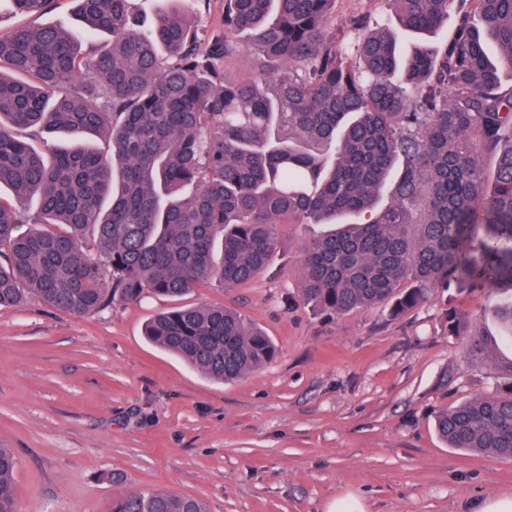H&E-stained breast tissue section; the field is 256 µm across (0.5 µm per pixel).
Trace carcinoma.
<instances>
[{
	"label": "carcinoma",
	"instance_id": "1",
	"mask_svg": "<svg viewBox=\"0 0 512 512\" xmlns=\"http://www.w3.org/2000/svg\"><path fill=\"white\" fill-rule=\"evenodd\" d=\"M440 48L406 52L394 31L369 32L344 63L325 28L334 0H74L84 52L58 25L0 31V308L36 297L72 315L152 293L176 300L211 281L264 274L285 224H329L300 264V296L345 314L424 304L432 286L508 284L497 317L512 342V0H388L399 24ZM21 15L51 0H12ZM245 34L261 79L224 69ZM18 129L65 138L34 149ZM106 142L103 154L93 140ZM496 154L493 176L482 157ZM36 201L31 218L28 205ZM471 355L498 346L448 313ZM145 336L221 383L276 357L266 332L209 304L155 314ZM509 383L436 415L449 447L512 459ZM18 457L0 448V512H19ZM112 512H208L170 492L112 496Z\"/></svg>",
	"mask_w": 512,
	"mask_h": 512
}]
</instances>
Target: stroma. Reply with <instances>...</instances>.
<instances>
[{"label": "stroma", "instance_id": "1", "mask_svg": "<svg viewBox=\"0 0 512 512\" xmlns=\"http://www.w3.org/2000/svg\"><path fill=\"white\" fill-rule=\"evenodd\" d=\"M74 8L54 0L24 17L0 0V28H72ZM359 18L398 26L387 0H334L325 24L350 58ZM323 231L287 225L258 280L184 296L237 309L274 340L276 359L233 384L145 341L172 306L163 297L82 316L37 300L0 309V447L20 460V512H108L113 494L158 490L210 512H328L341 497L364 512H475L512 495V460L448 447L434 428L439 410L506 382L512 348L477 359L447 327L457 311L500 333L503 291L440 286L397 318L382 306L323 315L299 296L302 251Z\"/></svg>", "mask_w": 512, "mask_h": 512}]
</instances>
